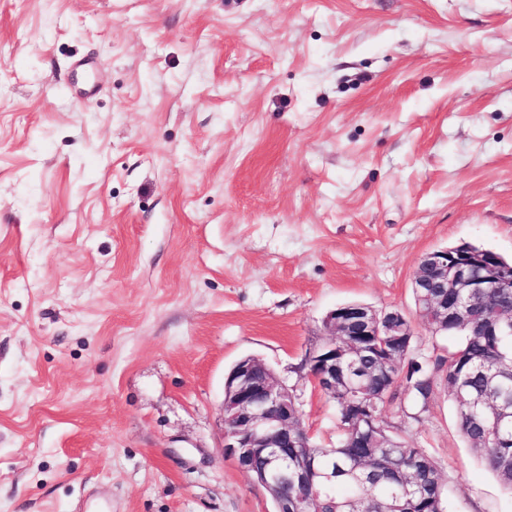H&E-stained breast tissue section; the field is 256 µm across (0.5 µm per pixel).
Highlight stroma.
I'll use <instances>...</instances> for the list:
<instances>
[{
	"instance_id": "1",
	"label": "stroma",
	"mask_w": 512,
	"mask_h": 512,
	"mask_svg": "<svg viewBox=\"0 0 512 512\" xmlns=\"http://www.w3.org/2000/svg\"><path fill=\"white\" fill-rule=\"evenodd\" d=\"M512 258V0H0V512H274L224 375L297 383L327 314L415 312L431 250ZM384 417L450 512H512L438 392Z\"/></svg>"
}]
</instances>
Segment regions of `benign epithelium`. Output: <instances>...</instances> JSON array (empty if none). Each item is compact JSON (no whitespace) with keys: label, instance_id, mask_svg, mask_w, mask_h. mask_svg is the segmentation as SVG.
<instances>
[{"label":"benign epithelium","instance_id":"7a95c632","mask_svg":"<svg viewBox=\"0 0 512 512\" xmlns=\"http://www.w3.org/2000/svg\"><path fill=\"white\" fill-rule=\"evenodd\" d=\"M496 253L461 251L448 261V249H436L418 261L412 288L419 293L427 288H456L474 292L476 288H512V269L494 261ZM331 339L309 352L307 361L317 366L309 371L312 387L324 394L336 395V344L333 336L346 328L357 327V336H387L397 345L405 331V317L398 309L382 311V315L358 303L342 305L330 311L326 318ZM262 363L244 358L236 362L224 382L222 403V447L236 458L256 456L266 459L267 466L276 469L273 478L288 479V470L279 469L280 460L288 447L307 446L306 439L292 438L290 422L298 415V407L290 397L288 385L276 378Z\"/></svg>","mask_w":512,"mask_h":512}]
</instances>
